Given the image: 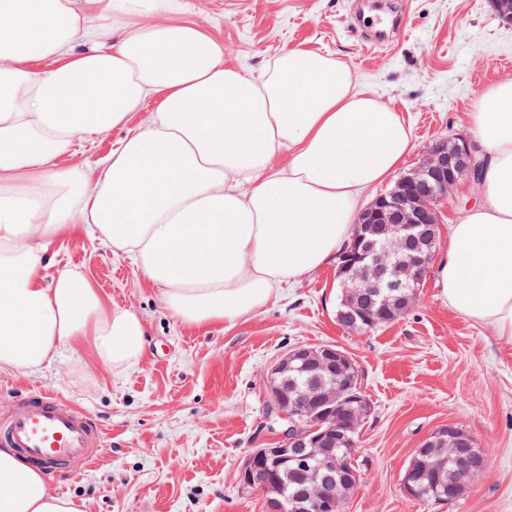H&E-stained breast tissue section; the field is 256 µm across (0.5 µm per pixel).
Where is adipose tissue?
<instances>
[{
	"label": "adipose tissue",
	"mask_w": 512,
	"mask_h": 512,
	"mask_svg": "<svg viewBox=\"0 0 512 512\" xmlns=\"http://www.w3.org/2000/svg\"><path fill=\"white\" fill-rule=\"evenodd\" d=\"M161 0H0V372L31 373L92 339L120 370L145 327L105 305L76 269L47 276L49 241L92 227L198 325L233 323L283 284L333 263L362 194L413 145L401 113L355 91L340 62L305 49L261 77L225 67L192 24L154 26ZM120 27V41L104 38ZM152 93L150 124L108 156L94 185L56 157L74 135L123 124ZM483 203L450 225L435 262L449 306L512 342V79L482 95ZM287 155L285 167L271 162ZM0 512H84L0 448Z\"/></svg>",
	"instance_id": "obj_1"
}]
</instances>
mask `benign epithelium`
Returning <instances> with one entry per match:
<instances>
[{
    "label": "benign epithelium",
    "instance_id": "obj_1",
    "mask_svg": "<svg viewBox=\"0 0 512 512\" xmlns=\"http://www.w3.org/2000/svg\"><path fill=\"white\" fill-rule=\"evenodd\" d=\"M478 153L462 139L439 141L417 168L365 207L337 270L355 289L365 317L390 322L410 310L434 257L437 205L461 184L480 181ZM266 388L271 408L283 421L279 444L249 452L239 488L261 495L264 512H337L347 495L336 483V469L360 484V474L351 467L354 434L360 413L368 408L352 358L332 344L295 346L270 365ZM338 448L347 453L336 455ZM450 450L461 473L475 479L485 471V457L471 435L452 424L443 426L421 442L403 474L408 497L419 498V465L437 488L436 502L464 493V485L444 481ZM284 475L297 484L291 502L281 492Z\"/></svg>",
    "mask_w": 512,
    "mask_h": 512
}]
</instances>
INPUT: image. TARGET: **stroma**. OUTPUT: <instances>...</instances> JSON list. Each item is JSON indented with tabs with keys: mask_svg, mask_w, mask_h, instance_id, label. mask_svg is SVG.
I'll use <instances>...</instances> for the list:
<instances>
[{
	"mask_svg": "<svg viewBox=\"0 0 512 512\" xmlns=\"http://www.w3.org/2000/svg\"><path fill=\"white\" fill-rule=\"evenodd\" d=\"M402 22L387 41L356 27L358 0H172L154 25L197 24L224 48V64L260 75L301 47L344 63L356 89L404 114L414 129L408 172L439 140L477 141L471 114L485 92L512 78V24L491 0H390ZM160 102L149 96L125 124L76 137L55 163L95 184L103 160L144 128ZM484 200L481 186L458 189L438 206V251L448 229ZM49 273H85L107 306L134 312L147 351L112 370L91 344L64 349L32 374L0 373V415L25 393L46 388L92 413L104 432L98 461L52 481L85 512H263L242 493L249 451L275 446L281 422L269 412L265 373L297 345L334 344L359 370L371 411L359 434L362 482L342 512H512V344L449 308L427 275L398 320L358 334L335 318L336 266L283 285L275 302L233 326H198L174 316L159 291L123 254L84 232L51 241ZM453 424L486 458L485 473L448 503L409 498L401 479L422 440Z\"/></svg>",
	"mask_w": 512,
	"mask_h": 512,
	"instance_id": "obj_1",
	"label": "stroma"
}]
</instances>
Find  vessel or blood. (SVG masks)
<instances>
[{
    "label": "vessel or blood",
    "instance_id": "1",
    "mask_svg": "<svg viewBox=\"0 0 512 512\" xmlns=\"http://www.w3.org/2000/svg\"><path fill=\"white\" fill-rule=\"evenodd\" d=\"M103 440L102 428L87 412L51 389L18 398L11 411L0 416V446L51 475L72 477L87 469Z\"/></svg>",
    "mask_w": 512,
    "mask_h": 512
}]
</instances>
